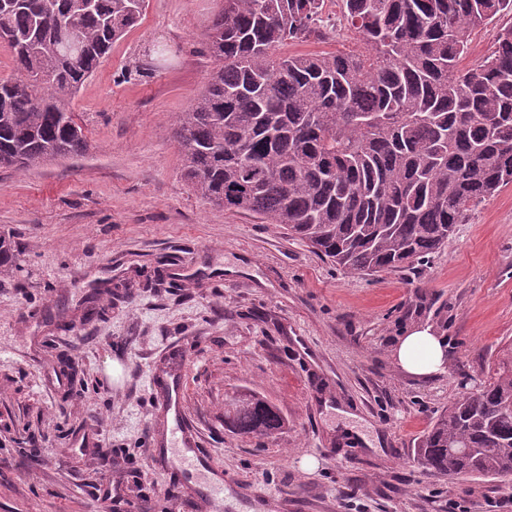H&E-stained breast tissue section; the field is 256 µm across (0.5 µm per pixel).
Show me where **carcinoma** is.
I'll use <instances>...</instances> for the list:
<instances>
[{
	"instance_id": "carcinoma-1",
	"label": "carcinoma",
	"mask_w": 512,
	"mask_h": 512,
	"mask_svg": "<svg viewBox=\"0 0 512 512\" xmlns=\"http://www.w3.org/2000/svg\"><path fill=\"white\" fill-rule=\"evenodd\" d=\"M146 0H53L81 42L66 56L43 0H0L13 75L0 78V167L78 155L70 100ZM341 28L371 47L283 56L323 22L325 0H224L209 28L219 62L176 119L183 176L203 199L284 224L347 274L412 268L468 212L512 184V27L473 66L468 28L512 0H337ZM280 409L240 390L224 428L269 438ZM443 475L512 476V374L462 396L416 448Z\"/></svg>"
}]
</instances>
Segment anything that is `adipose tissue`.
Instances as JSON below:
<instances>
[{
  "label": "adipose tissue",
  "mask_w": 512,
  "mask_h": 512,
  "mask_svg": "<svg viewBox=\"0 0 512 512\" xmlns=\"http://www.w3.org/2000/svg\"><path fill=\"white\" fill-rule=\"evenodd\" d=\"M393 358L398 367L414 376H431L444 370L446 348L432 327L415 326L401 336Z\"/></svg>",
  "instance_id": "ef3b65f1"
}]
</instances>
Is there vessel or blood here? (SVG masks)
Returning <instances> with one entry per match:
<instances>
[{
  "label": "vessel or blood",
  "instance_id": "vessel-or-blood-1",
  "mask_svg": "<svg viewBox=\"0 0 512 512\" xmlns=\"http://www.w3.org/2000/svg\"><path fill=\"white\" fill-rule=\"evenodd\" d=\"M166 396L162 402V409L167 419L172 422L171 443H159L155 450L156 455H172L177 461L190 462L198 468L206 469L207 458L198 446L195 434L187 425L181 411L180 397L182 391L181 379L177 375H170L165 381Z\"/></svg>",
  "mask_w": 512,
  "mask_h": 512
}]
</instances>
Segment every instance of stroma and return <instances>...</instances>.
<instances>
[{
    "mask_svg": "<svg viewBox=\"0 0 512 512\" xmlns=\"http://www.w3.org/2000/svg\"><path fill=\"white\" fill-rule=\"evenodd\" d=\"M224 0H146L71 101L86 150L0 168V512H208L195 468L153 459V372L182 345L181 405L224 473L223 512H512V476L450 478L415 450L462 394L512 360V185L413 269L352 276L285 226L203 200L175 117L217 67ZM168 53L157 58L156 44ZM366 52L327 31L283 55ZM98 296L104 319H86ZM432 326L442 373L403 372L405 331ZM246 389L280 409L265 439L224 427Z\"/></svg>",
    "mask_w": 512,
    "mask_h": 512,
    "instance_id": "1",
    "label": "stroma"
}]
</instances>
